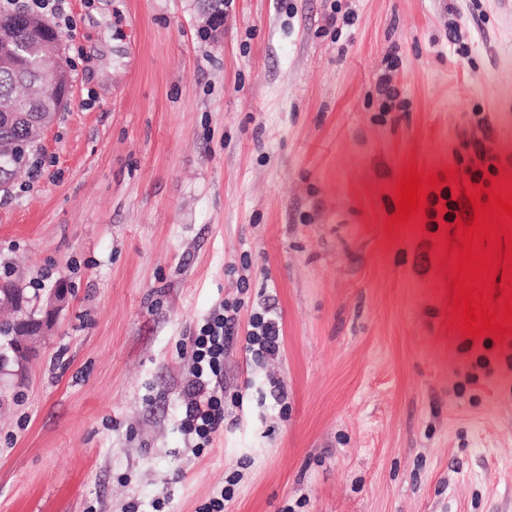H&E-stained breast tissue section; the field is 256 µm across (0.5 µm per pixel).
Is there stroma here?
Wrapping results in <instances>:
<instances>
[{
    "label": "stroma",
    "instance_id": "stroma-1",
    "mask_svg": "<svg viewBox=\"0 0 512 512\" xmlns=\"http://www.w3.org/2000/svg\"><path fill=\"white\" fill-rule=\"evenodd\" d=\"M66 9L69 101L0 195V266L72 301L0 386V512H196L231 477L224 512H512V331L454 321L457 230H386L404 167L478 139L512 175V0ZM382 79L408 108L381 113ZM222 300L240 333L197 456L187 338ZM280 326L268 307L252 314L247 333V348L258 357L274 355L280 346Z\"/></svg>",
    "mask_w": 512,
    "mask_h": 512
}]
</instances>
